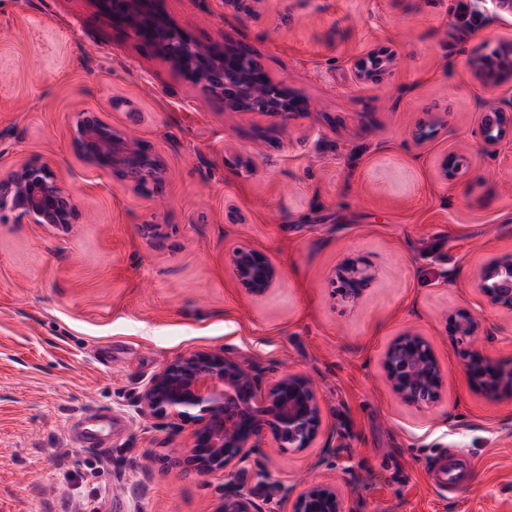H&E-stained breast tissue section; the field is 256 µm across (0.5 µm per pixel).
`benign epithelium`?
Returning <instances> with one entry per match:
<instances>
[{"instance_id":"obj_1","label":"benign epithelium","mask_w":512,"mask_h":512,"mask_svg":"<svg viewBox=\"0 0 512 512\" xmlns=\"http://www.w3.org/2000/svg\"><path fill=\"white\" fill-rule=\"evenodd\" d=\"M112 24L144 39L149 31L153 44L167 56L164 33L172 24L151 0H96ZM209 49L187 38L182 55L172 63L209 94L221 89L209 82L210 71L236 72L238 94L224 99V108L233 112H256L286 118L305 112L309 104L302 94L282 83L266 79L258 83L238 64L240 55L234 44L224 45V57L211 61L209 68L199 62ZM392 62L386 48H378L353 63L361 82L379 80ZM475 76L486 86L512 80V65L499 67L491 61H472ZM80 114L73 130L76 153L90 166L105 170L122 180L132 177L130 168L141 161V145L131 135L117 131L108 123L94 126ZM512 136V112L496 109L481 125L484 148L491 149ZM462 163L452 153L443 158L440 176L453 181L461 175ZM0 213L12 215L19 223L41 224L62 233L70 231L80 213L72 194L62 185L46 163H25L0 176ZM235 280L248 294L261 296L274 286L279 269L262 253L247 247L235 248L230 256ZM342 296L359 300L375 279V271L360 259H348L337 270ZM478 290L495 307H512V258L507 256L486 267L478 278ZM454 335L462 339L476 336L479 320L466 311L448 317ZM386 380L403 402L419 405L416 396H429L435 403L442 394L444 379L428 341L415 332H406L386 349L383 359ZM470 380L486 395L494 397L512 387V374L506 375L492 360L478 354L469 362ZM260 407L261 423L248 426L244 415ZM142 412L160 420L192 428L193 444L186 463L202 475L224 471L247 460L248 449L256 448L269 437L282 450H303L318 437L321 407L313 383L296 375H282L264 382L236 359L217 352L197 351L167 364L153 377L139 396ZM222 512H258L249 495L224 494ZM293 512H345L344 500L335 487L310 484L295 497Z\"/></svg>"}]
</instances>
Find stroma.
<instances>
[{"mask_svg":"<svg viewBox=\"0 0 512 512\" xmlns=\"http://www.w3.org/2000/svg\"><path fill=\"white\" fill-rule=\"evenodd\" d=\"M474 16L452 32L459 2ZM162 0L203 45L240 43L309 111L289 120L225 110L95 0H0V174L49 164L73 195L69 232L0 220V512H217L230 491L259 512H292L306 485H334L347 512H512V390L471 384L473 353L512 372V309L477 290L483 267L512 256V138L484 150L485 113L512 107V82L480 83L469 61L512 43V13L492 0ZM377 47L391 66L356 81ZM88 112L162 158V193L144 196L88 166L72 128ZM436 124L420 143L414 131ZM465 158L453 181L438 164ZM155 224L147 237L142 225ZM280 270L255 297L236 283L233 248ZM359 258L377 273L344 302L336 270ZM464 310L482 323L460 341ZM415 331L444 375L418 408L388 385L389 343ZM221 352L271 380L309 378L322 432L309 448L269 440L211 475L185 467L190 428L140 412L162 368ZM112 417L104 448L67 438L73 418ZM466 455L472 480L437 493L426 467ZM392 55L386 48H378L367 56L358 58L353 63L356 78L360 82L379 80L384 70L392 62ZM448 323L454 335L466 340L476 336L480 330L479 320L466 311L451 314Z\"/></svg>","mask_w":512,"mask_h":512,"instance_id":"35a3bbf8","label":"stroma"}]
</instances>
